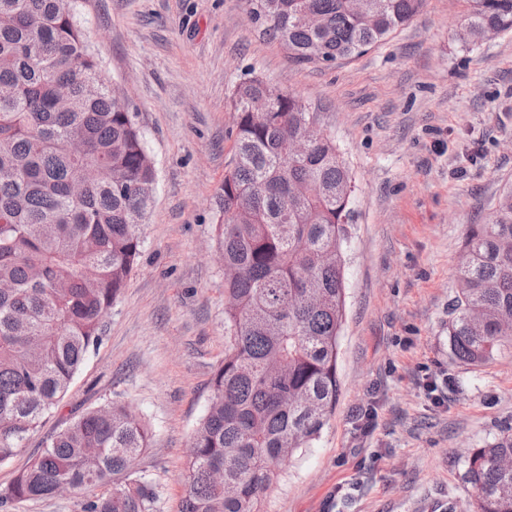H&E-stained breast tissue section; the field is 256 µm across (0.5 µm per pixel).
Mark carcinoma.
<instances>
[{"instance_id": "carcinoma-1", "label": "carcinoma", "mask_w": 512, "mask_h": 512, "mask_svg": "<svg viewBox=\"0 0 512 512\" xmlns=\"http://www.w3.org/2000/svg\"><path fill=\"white\" fill-rule=\"evenodd\" d=\"M0 0V464L57 408L140 255L156 172L131 103L100 81L73 3ZM462 39L512 30V0H462ZM263 33L298 63H334L384 41L423 0H247ZM234 153L219 199L224 361L188 455L181 512H262L281 457L314 440L336 407L345 313L351 176L324 131L302 158L284 143L310 119L263 79L238 83ZM103 177L76 197L82 166ZM450 308L448 346L480 366L512 351V184L485 222L468 226ZM123 403L94 408L51 436L0 512L61 485L100 486L81 512H156L159 492L132 472L148 447ZM96 453L89 472L83 459ZM512 429L470 449L463 480L473 512H512Z\"/></svg>"}]
</instances>
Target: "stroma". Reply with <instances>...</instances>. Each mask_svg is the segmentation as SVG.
Segmentation results:
<instances>
[{"label": "stroma", "instance_id": "obj_1", "mask_svg": "<svg viewBox=\"0 0 512 512\" xmlns=\"http://www.w3.org/2000/svg\"><path fill=\"white\" fill-rule=\"evenodd\" d=\"M91 52L135 107L156 182L139 258L62 408L0 465V489L88 410L147 423L136 474L180 512L193 433L224 359L218 197L234 150L231 93L257 76L300 98L352 178L336 410L282 467L262 512H467L464 457L512 427V356L448 347L468 225L512 183V30L460 41L461 0H424L365 53L297 64L246 0H77Z\"/></svg>", "mask_w": 512, "mask_h": 512}]
</instances>
